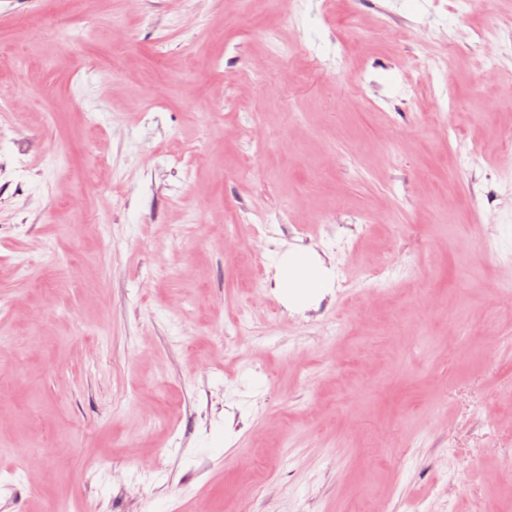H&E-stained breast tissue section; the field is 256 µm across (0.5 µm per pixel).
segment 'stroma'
<instances>
[{"label": "stroma", "mask_w": 512, "mask_h": 512, "mask_svg": "<svg viewBox=\"0 0 512 512\" xmlns=\"http://www.w3.org/2000/svg\"><path fill=\"white\" fill-rule=\"evenodd\" d=\"M332 2L0 0L15 54L0 71V512H235L248 474L266 487L251 512L512 504V312L495 295L512 279V0H383L380 20L369 0ZM447 70L453 105L425 125L412 107ZM461 135L498 179L449 181ZM252 211L275 225L243 263L224 226ZM444 212L459 235L497 227L477 279ZM309 237L326 294L300 310L270 291L261 366L253 337L213 347L253 278ZM392 251L395 289L372 294L362 272ZM141 407L157 420L130 432ZM24 443L45 452L35 485L12 453Z\"/></svg>", "instance_id": "1"}]
</instances>
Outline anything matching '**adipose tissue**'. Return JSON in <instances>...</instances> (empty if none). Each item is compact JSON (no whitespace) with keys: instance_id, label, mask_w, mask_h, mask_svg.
<instances>
[{"instance_id":"ef3b65f1","label":"adipose tissue","mask_w":512,"mask_h":512,"mask_svg":"<svg viewBox=\"0 0 512 512\" xmlns=\"http://www.w3.org/2000/svg\"><path fill=\"white\" fill-rule=\"evenodd\" d=\"M274 283L286 301L297 307L307 306L329 287V272L312 253L294 249L280 254L274 266Z\"/></svg>"}]
</instances>
